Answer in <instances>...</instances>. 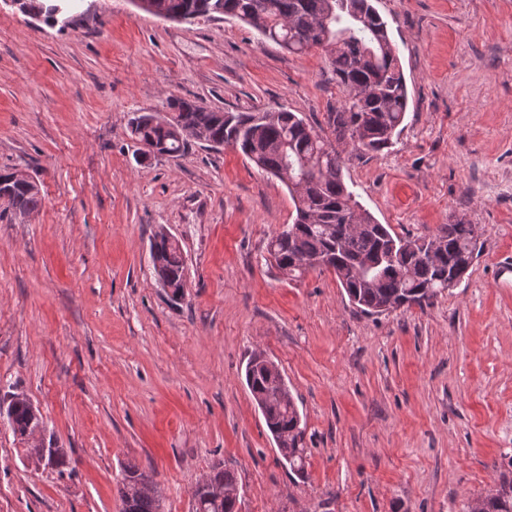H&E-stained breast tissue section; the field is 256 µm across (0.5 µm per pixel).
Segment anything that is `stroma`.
<instances>
[{
    "mask_svg": "<svg viewBox=\"0 0 512 512\" xmlns=\"http://www.w3.org/2000/svg\"><path fill=\"white\" fill-rule=\"evenodd\" d=\"M373 4L409 105L393 146L347 156L344 178L398 235L462 218L483 242L455 288L381 316L333 273L270 267L269 238L295 218L281 181L228 146L142 160L130 137L134 113L172 96L324 123L344 93L320 50L130 0H79L66 27L0 0V170L42 196L0 216V403L28 398L66 453L35 465L0 420V512H121L130 463L163 512H192L218 463L240 512H470L512 481V0ZM162 228L188 264L176 304L151 263ZM254 351L306 425L303 475L245 384Z\"/></svg>",
    "mask_w": 512,
    "mask_h": 512,
    "instance_id": "obj_1",
    "label": "stroma"
}]
</instances>
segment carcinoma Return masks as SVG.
<instances>
[{"mask_svg": "<svg viewBox=\"0 0 512 512\" xmlns=\"http://www.w3.org/2000/svg\"><path fill=\"white\" fill-rule=\"evenodd\" d=\"M26 6L55 23L56 5L26 0ZM154 9L186 10L207 18L230 14L290 51L319 47L343 89V103L326 113L324 127H314L285 109L224 112L180 97L169 98L165 117L144 111L130 122L136 143L158 154L175 157L199 141L210 148L228 145L286 185L295 218L267 244L276 269L287 270L288 278H299L308 272L301 259L321 258L319 269L332 272L349 302L369 316L421 307L453 287V277L468 273L482 246L476 225L457 219L429 237L400 236L363 209L344 180V154L390 147L408 105L396 48L372 0H147L143 11ZM4 202L16 216L30 214L41 206L40 189L16 182ZM150 256L156 274L171 289V300H180L187 261L179 242L159 231ZM245 381L270 434L288 440L283 464L304 473L305 427L288 390H280L281 373L257 363L253 352ZM5 415L23 443L41 425L38 410L18 395L8 403ZM146 475L135 464L123 467L118 485L122 512H160L159 499L137 492ZM216 488H237L234 472L218 465L205 484L194 487L195 512H238V499L217 495ZM476 512H512V483L489 491Z\"/></svg>", "mask_w": 512, "mask_h": 512, "instance_id": "cac0c4a2", "label": "carcinoma"}]
</instances>
